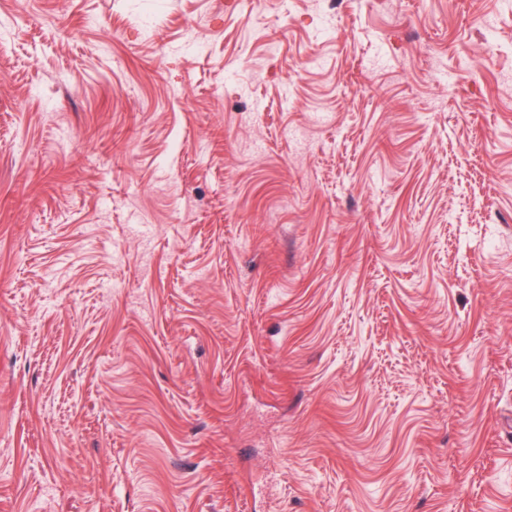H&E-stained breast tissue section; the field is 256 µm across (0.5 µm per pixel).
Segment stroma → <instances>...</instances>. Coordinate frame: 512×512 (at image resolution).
<instances>
[{
	"mask_svg": "<svg viewBox=\"0 0 512 512\" xmlns=\"http://www.w3.org/2000/svg\"><path fill=\"white\" fill-rule=\"evenodd\" d=\"M0 512H512V0H0Z\"/></svg>",
	"mask_w": 512,
	"mask_h": 512,
	"instance_id": "1",
	"label": "stroma"
}]
</instances>
